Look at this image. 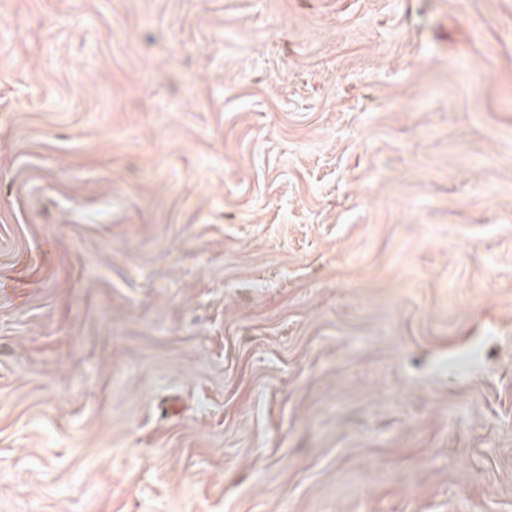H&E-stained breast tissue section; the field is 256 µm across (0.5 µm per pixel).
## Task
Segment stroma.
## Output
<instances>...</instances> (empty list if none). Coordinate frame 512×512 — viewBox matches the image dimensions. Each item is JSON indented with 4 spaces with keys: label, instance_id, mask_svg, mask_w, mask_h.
Masks as SVG:
<instances>
[{
    "label": "stroma",
    "instance_id": "1",
    "mask_svg": "<svg viewBox=\"0 0 512 512\" xmlns=\"http://www.w3.org/2000/svg\"><path fill=\"white\" fill-rule=\"evenodd\" d=\"M0 512H512V0H0Z\"/></svg>",
    "mask_w": 512,
    "mask_h": 512
}]
</instances>
